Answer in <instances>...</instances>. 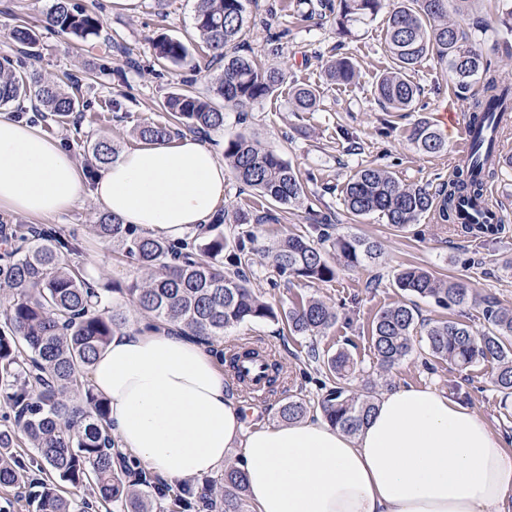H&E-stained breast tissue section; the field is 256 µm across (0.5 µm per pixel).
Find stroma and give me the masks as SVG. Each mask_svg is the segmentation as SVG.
<instances>
[{"label":"stroma","mask_w":512,"mask_h":512,"mask_svg":"<svg viewBox=\"0 0 512 512\" xmlns=\"http://www.w3.org/2000/svg\"><path fill=\"white\" fill-rule=\"evenodd\" d=\"M53 2L0 0V59L10 60L26 75L38 73L51 79L67 73L79 75L83 83L80 110L62 122L48 113L20 111L13 105L0 106V115L38 126L44 135L59 141L76 162H83L87 149L103 135L118 150L138 144L136 127L165 120L164 102L173 93L189 88L198 95L212 96L222 65L210 64L200 73L192 69L194 62L207 56L206 49L193 40L197 0H75L97 12L103 21L100 37L82 44L45 28ZM302 10L298 0H247V48L265 65L283 69L289 80L317 86L321 100L316 111H296L284 87L274 96L226 108L223 129L208 134L207 140L220 154L225 140L246 133L280 152L306 177L308 194L316 201L315 214L330 217L334 232L377 243L380 256L357 269L339 267L335 280L327 283L278 276L269 258H255L250 285L278 310L289 309L299 298L315 297L332 306L338 319L326 335L316 337L290 334L285 324L273 321L225 331L218 348L249 341L284 369L277 392L264 403L249 406L247 422L278 423L279 407L290 397L305 399L309 415H318V401L328 383L321 359L346 351L359 369L353 390H361L368 378L377 380L383 391L411 384L435 388L481 417L512 449V402L491 382L493 361L460 369L428 358L426 341L418 335L412 354L384 371L371 344L376 315L401 303L415 307L424 322L452 320L479 333L488 327L483 316L486 302L512 310V168L502 169L486 183L505 216L502 228L492 235L474 236L461 225L438 223L432 214L404 229L387 224L376 214H350L343 204V190L363 166H378L402 184L432 190L452 177L458 164L454 148L463 136L462 128L449 130L448 148L438 154L417 151L408 133L420 120L435 121L437 112H469L472 100L458 96L449 72L428 59L414 75L421 90L416 110L385 111L374 96L377 76L391 64L381 15L357 25L354 35L345 41L343 52L359 71L356 82L331 83L323 62L333 55L336 45L332 21H302ZM22 21L38 28V41L28 54L17 51L11 35ZM162 35L188 43L190 64L157 66L153 43ZM129 56L138 60L137 68H127ZM109 99L115 103L114 110L100 111V103ZM315 214L302 207L278 211L275 221L255 225L259 245L271 246L291 230L307 232ZM100 217L98 207L85 197L47 224L79 236L90 278L102 285L126 284L134 270L102 244L96 232ZM406 266L424 267L441 278L462 283L474 294L475 303L445 309L401 292L394 285V276Z\"/></svg>","instance_id":"35a3bbf8"}]
</instances>
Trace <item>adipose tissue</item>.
<instances>
[{
    "label": "adipose tissue",
    "instance_id": "obj_1",
    "mask_svg": "<svg viewBox=\"0 0 512 512\" xmlns=\"http://www.w3.org/2000/svg\"><path fill=\"white\" fill-rule=\"evenodd\" d=\"M224 163L193 135L121 150L93 188L60 144L0 115V210L28 218L91 196L121 223L189 239L224 201ZM125 453L168 482L217 474L239 450L255 512H512V451L431 388L384 392L354 435L321 417L246 429L205 344L163 326L115 333L89 371Z\"/></svg>",
    "mask_w": 512,
    "mask_h": 512
}]
</instances>
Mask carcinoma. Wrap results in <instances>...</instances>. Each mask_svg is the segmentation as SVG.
Returning a JSON list of instances; mask_svg holds the SVG:
<instances>
[{"label":"carcinoma","mask_w":512,"mask_h":512,"mask_svg":"<svg viewBox=\"0 0 512 512\" xmlns=\"http://www.w3.org/2000/svg\"><path fill=\"white\" fill-rule=\"evenodd\" d=\"M246 0H198L195 29L209 54L224 61V70L213 88L224 103L243 106L273 95L287 75L279 68L261 67L247 53L228 52L241 44L249 28ZM475 0H396L388 12L386 42L393 66L376 81L374 94L390 112H409L418 105L420 88L412 73L426 59L434 58L449 71L455 88L467 94L482 82L475 99L473 121L479 125L493 112H512V89L499 84L495 63L481 39L446 21L448 11L467 15ZM500 25L504 37L498 47L512 55V0H501ZM310 18L316 12L332 17L338 53L325 62L329 80L348 84L356 78L351 58L339 53L343 39L357 22L370 21L383 8V0H304ZM48 28L78 40L99 36L103 22L91 11L70 0H54ZM22 48L36 44L37 34L25 26L13 30ZM157 60L172 66L187 64L188 45L163 36L154 43ZM65 85L54 80L16 75L0 64V105L21 104L36 98L57 119L71 116L79 107L81 79L65 74ZM319 93L303 84L293 88L300 112L317 108ZM168 119L147 122L136 128L140 139L165 143L185 131L207 135L224 127V112L212 98L186 90L171 94L165 103ZM423 153L438 154L447 143L433 125L415 124L408 135ZM93 168L115 158L106 139L91 147ZM224 166L260 197L275 206L298 207L308 200L301 173L279 152L239 134L224 142ZM512 167L498 149L477 140L474 155L462 162L454 178L431 191L405 186L390 172L365 166L343 190L349 213H376L397 228L415 224L434 211L441 223L452 222L460 204L481 195L484 180L503 167ZM274 219L251 211L225 209L214 216L206 232L189 241L169 242L150 238L132 224L104 214L97 235L135 269L137 276L123 287L93 284L80 261L78 239L66 237L53 227L0 224V289L11 296L0 312V405L7 409L8 424L0 427V487L27 490L31 512H85L89 504L63 494V487L90 491L93 498L117 508V512H154V495H173V505L188 510L191 494L172 493L160 478L131 459L115 455V440L105 401L89 386V368L112 335L127 328L126 319L112 305V294L126 297L151 323L164 325L185 336L210 344L224 331L245 323L285 320L289 331L301 336H323L335 325L337 312L319 299L300 300L281 314L248 286L244 268L253 263L256 235L243 231L224 236V224H263ZM330 222L312 225L317 240L289 233L268 252L278 275L308 282H330L336 264L357 268L378 257L379 246L354 235H332ZM400 291L430 298L445 308L465 306L472 300L463 285L432 272L408 266L395 275ZM484 318L489 328L477 334L467 324L443 321L425 328L428 355L466 369L481 360L496 367L492 383L504 397L512 395V311L487 302ZM417 328L415 310L401 304L389 307L372 326V348L378 365L387 370L413 352ZM232 381L246 388L240 362L261 361L259 347L242 344L221 353ZM326 374L332 386L320 403L326 420L355 434L364 427L375 408L373 385L354 392L349 380L354 363L346 352L327 357ZM307 412L305 402L288 398L279 408L280 418L296 421ZM224 494L212 501L219 512H244L242 494L245 472L224 469Z\"/></svg>","instance_id":"carcinoma-1"}]
</instances>
